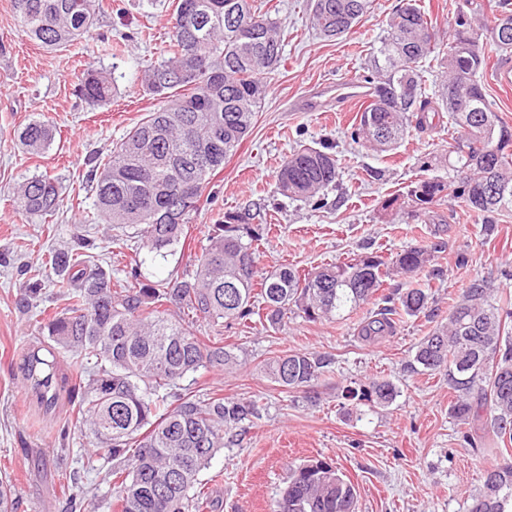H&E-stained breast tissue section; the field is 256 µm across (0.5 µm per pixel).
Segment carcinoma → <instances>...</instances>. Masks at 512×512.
<instances>
[{"label": "carcinoma", "mask_w": 512, "mask_h": 512, "mask_svg": "<svg viewBox=\"0 0 512 512\" xmlns=\"http://www.w3.org/2000/svg\"><path fill=\"white\" fill-rule=\"evenodd\" d=\"M191 20L171 23L170 56L144 71L141 85L159 97L148 113L102 163L90 171L98 213L116 229L138 228L142 247L157 255L179 243L190 215L199 209L211 175L224 167L251 131L266 93V75L278 68L283 44L277 22L253 9L250 0H191ZM371 0H313L310 24L325 37H339L370 10ZM14 20L25 36L50 48L84 37L96 24L99 0H11ZM250 28V38L240 26ZM512 51V34L503 39L498 23L480 24L460 9L448 53L441 58L445 79L431 99L422 83V63L437 42L417 0H400L387 21L374 56L370 101L351 139L378 152L394 149L410 129L424 130L431 116L448 113L457 136L448 143V179L422 177L385 200L384 209L405 203L419 210L456 197L484 219L512 210V126L492 110L479 79L487 66L484 39ZM204 66L181 83L164 75ZM90 106L112 97V77L91 72L78 85ZM470 98L472 114L456 111L454 99ZM487 115L492 122L481 125ZM384 128L391 140L380 137ZM46 121L27 124L19 135L31 153L49 146ZM491 141L494 151L482 153ZM336 155L301 145L283 160L277 190L288 198L311 200L337 185ZM194 186L192 200L175 203L182 185ZM27 214L48 217L61 205V187L38 175L19 186L15 197ZM246 212H227L197 258L193 274L145 283L137 273L112 281L100 266L59 252L52 273L38 271L28 293L41 291L45 279L68 290L67 305L40 321L51 344L38 343L23 356V376L36 403L52 410L65 393L78 396L77 415L99 455L112 462V495L118 512H189L196 507L200 474L224 448V431L254 413V404L218 394L200 398L180 381L201 367L234 370L240 358L216 337L202 343L171 307L211 327L245 322L257 315L270 326L296 309L309 321L344 318V313L378 298L361 337L374 342L395 331L396 315L416 316L428 305L424 288L377 296L384 278L406 275L431 262V250L415 246L393 257L365 252L307 272L281 266L262 271L256 262L265 228ZM69 267H80L74 277ZM492 289L478 282L448 314V322L416 346L410 366L448 372L455 392L452 417L492 435L497 460L485 468L466 512H512V301L491 302ZM78 361H94L96 371L74 383L59 374L60 351ZM330 360L307 352H284L267 359L263 371L278 386L296 391L317 383ZM397 396L389 380L374 379L348 388L345 398L385 406ZM357 490L333 462L315 458L290 469L275 512H356ZM13 486L0 479V512H16Z\"/></svg>", "instance_id": "obj_1"}]
</instances>
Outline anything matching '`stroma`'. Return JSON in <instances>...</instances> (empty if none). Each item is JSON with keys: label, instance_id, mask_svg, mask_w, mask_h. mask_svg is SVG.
I'll use <instances>...</instances> for the list:
<instances>
[{"label": "stroma", "instance_id": "1", "mask_svg": "<svg viewBox=\"0 0 512 512\" xmlns=\"http://www.w3.org/2000/svg\"><path fill=\"white\" fill-rule=\"evenodd\" d=\"M398 2L372 0L370 14L349 33L326 38L309 26L311 0H254L280 27V65L268 80L251 132L211 178L186 238L162 257L137 249L135 229L122 232L96 216L89 174L94 159H106L115 143L157 108V97L143 89L139 77L167 56L177 0H102L96 28L59 50L22 35L10 0H0V478L14 484L19 512H62L69 471L79 476L76 512H115L110 465L82 435L75 408L64 399L54 414L44 415L24 388L20 363L41 337L39 313L65 305L51 286L29 296L31 271L52 252L81 251L117 277L133 268L152 283L181 277L193 272L225 212L244 209L255 223L271 227L258 256L265 270L288 265L308 271L363 252L388 257L437 243L441 249L432 263L444 275L432 279L423 270L386 281L387 293L426 288L429 307L417 316L402 315L394 335L372 344L358 335L371 310L367 304L333 322H310L290 312L276 330L255 318L219 332L193 323L199 340L222 334L224 346L242 364L231 373L199 368L183 386L199 395L245 399L258 408L203 473V504L213 512H274L289 465L320 455L333 459L355 484L359 512H465L496 453L477 454L464 443L469 428L450 414L454 392L446 373L413 370L408 362L475 281H487L498 296H512V213L486 225L451 197L425 211L383 210V201L411 180L448 178L445 157L456 134L448 115L428 130L412 132L395 150L377 153L350 137L358 106L345 112L296 108L309 89L370 75L373 50ZM421 6L444 42L458 8L488 22L501 9L500 0H421ZM489 59L480 80L494 111L512 124V87L494 77L496 68L512 67V54L493 49ZM90 70L112 73L111 104L92 108L78 97V84ZM35 120L53 125L55 137L44 152L30 154L21 149L18 135ZM301 143L327 144L342 160L339 187L311 202L284 197L275 185L281 161ZM370 168L384 170V178L369 180ZM37 175L50 176L61 187L62 205L47 218L28 215L13 202L18 184ZM283 351L333 357L316 396L283 390L261 371L265 359ZM375 378L396 385L398 395L389 406L353 409L342 399L341 386Z\"/></svg>", "mask_w": 512, "mask_h": 512}]
</instances>
